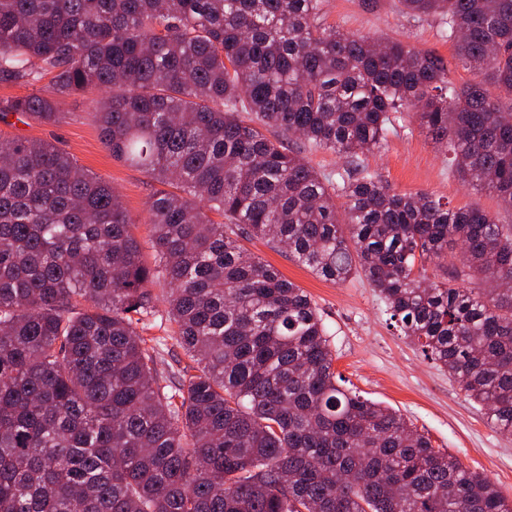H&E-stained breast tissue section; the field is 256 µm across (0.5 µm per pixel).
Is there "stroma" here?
<instances>
[{"label": "stroma", "instance_id": "1", "mask_svg": "<svg viewBox=\"0 0 512 512\" xmlns=\"http://www.w3.org/2000/svg\"><path fill=\"white\" fill-rule=\"evenodd\" d=\"M397 5L398 0H376L372 7L363 0H324V22L343 31L399 39L415 49L452 60L453 44L441 38L437 21L414 23L400 14ZM100 97V91L94 89L70 96L64 106L65 117L56 124L8 117L0 121V140L54 143L94 176L110 182L137 223L135 234L143 258L150 264L154 252L145 223L146 209L150 196L161 185L139 169L112 158L94 110ZM446 154L444 144L426 134L417 131L409 135L401 130L390 135L385 152L363 155L361 162L397 192L430 193L452 207L478 208L502 223L512 222V213L502 210L495 195L464 186L449 171ZM245 247L311 296L335 356L333 367L347 387L399 411L434 448L488 477L512 499V433L492 425L484 408L469 399L420 346L401 334L386 303L364 277L332 283L297 262L287 249L271 247L260 239L246 241ZM152 292L157 298L155 311L139 324L138 332L154 350L159 383L172 392L190 360L173 334L167 283L156 282Z\"/></svg>", "mask_w": 512, "mask_h": 512}]
</instances>
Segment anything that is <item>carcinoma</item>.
Wrapping results in <instances>:
<instances>
[{
  "label": "carcinoma",
  "instance_id": "obj_1",
  "mask_svg": "<svg viewBox=\"0 0 512 512\" xmlns=\"http://www.w3.org/2000/svg\"><path fill=\"white\" fill-rule=\"evenodd\" d=\"M399 5L438 19L475 80L325 25L322 0H0V83L51 75V95L3 101L0 120L55 124L97 88L112 157L176 186L148 201L151 266L110 183L50 142L0 149V512H512L343 387L310 296L238 242L284 245L336 284L363 275L512 432V224L356 163L409 112L458 180L512 213V0ZM290 136L355 166L321 174ZM160 277L201 365L171 395L134 319Z\"/></svg>",
  "mask_w": 512,
  "mask_h": 512
}]
</instances>
